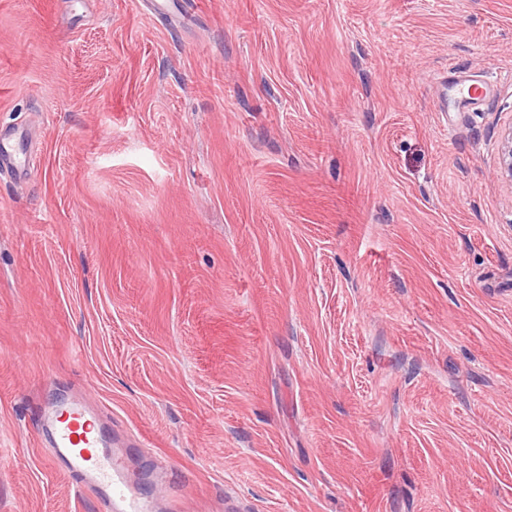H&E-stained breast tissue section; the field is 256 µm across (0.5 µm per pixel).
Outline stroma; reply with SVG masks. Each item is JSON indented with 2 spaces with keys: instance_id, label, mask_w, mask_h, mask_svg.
I'll use <instances>...</instances> for the list:
<instances>
[{
  "instance_id": "obj_1",
  "label": "stroma",
  "mask_w": 512,
  "mask_h": 512,
  "mask_svg": "<svg viewBox=\"0 0 512 512\" xmlns=\"http://www.w3.org/2000/svg\"><path fill=\"white\" fill-rule=\"evenodd\" d=\"M511 123L512 0H0V512L74 400L156 512H512ZM497 169V172L512 184V123L502 135Z\"/></svg>"
}]
</instances>
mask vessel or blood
I'll list each match as a JSON object with an SVG mask.
<instances>
[{
    "instance_id": "vessel-or-blood-1",
    "label": "vessel or blood",
    "mask_w": 512,
    "mask_h": 512,
    "mask_svg": "<svg viewBox=\"0 0 512 512\" xmlns=\"http://www.w3.org/2000/svg\"><path fill=\"white\" fill-rule=\"evenodd\" d=\"M91 414L80 402L52 411L46 424L53 436V453L63 457L83 491L101 501L106 512H151L130 482L120 457L105 448Z\"/></svg>"
}]
</instances>
